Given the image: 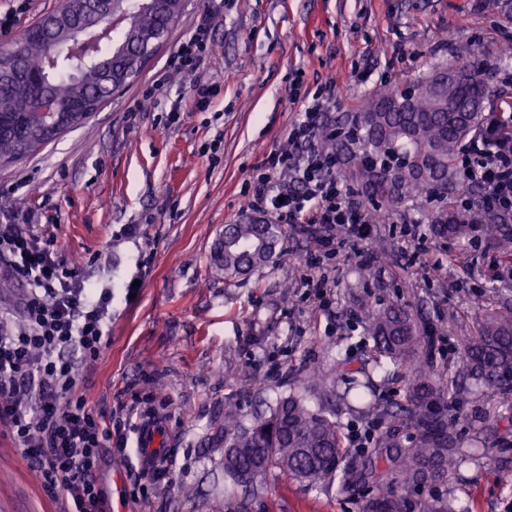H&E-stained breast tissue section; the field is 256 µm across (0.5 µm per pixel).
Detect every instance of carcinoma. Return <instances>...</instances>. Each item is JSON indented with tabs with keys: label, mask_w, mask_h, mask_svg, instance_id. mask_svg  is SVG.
I'll return each instance as SVG.
<instances>
[{
	"label": "carcinoma",
	"mask_w": 512,
	"mask_h": 512,
	"mask_svg": "<svg viewBox=\"0 0 512 512\" xmlns=\"http://www.w3.org/2000/svg\"><path fill=\"white\" fill-rule=\"evenodd\" d=\"M125 12L123 28L90 57L74 55L71 46L83 30L100 26L98 22L77 20L68 38L54 33L21 38L17 48L23 69L42 78L47 92L70 105L104 98L109 82H119L127 69L121 49L140 51L168 32V18L157 8L129 0ZM487 56L483 48L469 49L422 74L409 90L387 82L375 86L322 126L317 147L320 154L336 159L350 186H363L379 198L374 221L404 215L423 196L448 197V208L433 216L437 233L460 239L481 231L498 242L501 261L512 264V224L489 209L485 222L475 224V213L467 215L451 201L456 194L472 193L462 180L460 160L485 124L495 76ZM49 123L36 111L28 80L1 85L0 161H20L47 144ZM283 236L280 224H228L213 261L227 278L246 274L268 262L260 248L276 250ZM365 330L373 340V353L358 367L345 368L334 378L309 370L303 390L288 393L250 420L236 403H224V481L236 487L242 500L263 494V478L278 469L316 489L338 478L348 488L380 484L375 512H404L405 497L416 486L460 474L473 457L497 467L496 458L485 452V436L501 421L496 409L485 408L468 419L469 453L461 449L448 403L488 393L512 394V308L479 319L477 336L464 344L458 365L446 379L440 376L432 346L404 308L366 311ZM391 366L407 372L405 403L396 408L379 399L374 379ZM344 374L352 376L353 386L341 391L336 378ZM338 401L362 416L393 422L378 436L373 461L356 471L336 415ZM398 427L416 437L402 442Z\"/></svg>",
	"instance_id": "1"
}]
</instances>
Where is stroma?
Instances as JSON below:
<instances>
[{
  "label": "stroma",
  "mask_w": 512,
  "mask_h": 512,
  "mask_svg": "<svg viewBox=\"0 0 512 512\" xmlns=\"http://www.w3.org/2000/svg\"><path fill=\"white\" fill-rule=\"evenodd\" d=\"M63 0H0L12 38ZM214 44L192 75L170 60L198 25ZM512 39V0H184L178 22L125 90L37 154L0 163V216L57 238L60 262L82 259L88 283L112 289V334L83 384L97 411L137 407L168 431L166 475L134 486L135 433L104 460L100 479L121 512H367L376 489L341 483L310 490L267 474L266 491L242 501L224 485L219 423L226 401L252 417L298 386L305 372L368 359L360 308L407 305L455 364L476 321L512 304V266L492 244L440 238L425 206L379 225L373 241L322 247L318 227L286 229L281 251L228 279L211 255L225 225L244 218L249 183L314 97L347 111L383 80L401 82L470 46ZM215 93L197 103L194 85ZM137 233L121 235L123 225ZM322 276L325 296L306 278ZM134 296H127L130 281ZM456 512H512V485L473 462L448 481L416 487L420 503ZM0 430V512H61Z\"/></svg>",
  "instance_id": "1"
}]
</instances>
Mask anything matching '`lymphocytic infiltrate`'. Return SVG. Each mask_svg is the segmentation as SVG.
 <instances>
[{
  "mask_svg": "<svg viewBox=\"0 0 512 512\" xmlns=\"http://www.w3.org/2000/svg\"><path fill=\"white\" fill-rule=\"evenodd\" d=\"M326 118L323 103L307 106L290 130V150L277 159L287 183L257 178L250 204L292 227H320L322 245L333 248L343 244L339 230L364 241L376 226L335 162L312 148ZM461 171L466 185L486 188L490 205L512 215V106L489 112ZM56 247L54 234L0 224V258L27 284L22 322L0 315V427L47 496L64 498L66 512H107L98 471L112 425L91 407L79 372L92 369L110 342L112 291L91 287L58 260Z\"/></svg>",
  "mask_w": 512,
  "mask_h": 512,
  "instance_id": "1",
  "label": "lymphocytic infiltrate"
}]
</instances>
